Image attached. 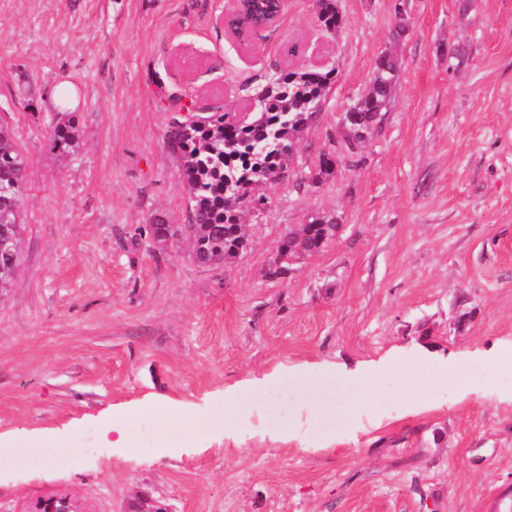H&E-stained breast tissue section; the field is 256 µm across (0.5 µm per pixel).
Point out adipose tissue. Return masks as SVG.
I'll return each instance as SVG.
<instances>
[{"instance_id":"obj_1","label":"adipose tissue","mask_w":512,"mask_h":512,"mask_svg":"<svg viewBox=\"0 0 512 512\" xmlns=\"http://www.w3.org/2000/svg\"><path fill=\"white\" fill-rule=\"evenodd\" d=\"M165 411L168 417L186 425V441H193L194 434L190 432L189 425L195 417L193 410L172 403L165 405L156 402H147L118 411H112L103 419L102 438L109 448H134L136 442L137 425L141 420L157 415L158 411Z\"/></svg>"}]
</instances>
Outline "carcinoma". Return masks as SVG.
Returning a JSON list of instances; mask_svg holds the SVG:
<instances>
[{"label":"carcinoma","instance_id":"1","mask_svg":"<svg viewBox=\"0 0 512 512\" xmlns=\"http://www.w3.org/2000/svg\"><path fill=\"white\" fill-rule=\"evenodd\" d=\"M318 21L329 32L342 24L336 0H319ZM331 75L319 70L273 73L254 88L258 102L251 121L235 124L213 112L180 122L169 132L168 145L180 156L189 190V224L201 261L224 263L237 256L244 243L240 211L250 186L288 171L302 133L320 111ZM398 80L396 61L389 54L380 56L369 90L346 111L353 141L363 142L381 121ZM47 139L51 151L69 154L77 144L76 129L59 122ZM26 179L13 133L0 125V293L11 286L20 263ZM335 225L333 217L314 219L303 248L319 247Z\"/></svg>","mask_w":512,"mask_h":512}]
</instances>
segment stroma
<instances>
[{"label":"stroma","instance_id":"stroma-1","mask_svg":"<svg viewBox=\"0 0 512 512\" xmlns=\"http://www.w3.org/2000/svg\"><path fill=\"white\" fill-rule=\"evenodd\" d=\"M288 0L246 44L231 0H0V122L27 165L21 263L0 294V439L83 443L84 466L0 471V512L60 493L85 512H512V377L427 403L424 355L468 365L512 343V0ZM392 53L399 81L356 153L343 114ZM332 74L288 177L258 183L247 248L213 266L181 235L178 121L244 112L276 71ZM70 84L76 106L51 96ZM70 119L74 152L50 127ZM334 170L312 184L319 159ZM334 216L321 251L274 272L284 231ZM176 228L155 248L148 224ZM404 361L371 400L359 366ZM288 396V426L263 382ZM240 401L223 438L220 399ZM145 400L196 410L194 445L104 447L101 417ZM47 139L51 151L59 155L69 154L77 144L76 129L70 122H59L50 128Z\"/></svg>","mask_w":512,"mask_h":512}]
</instances>
